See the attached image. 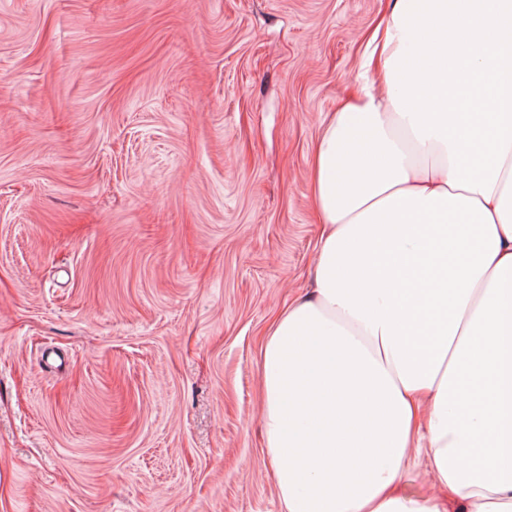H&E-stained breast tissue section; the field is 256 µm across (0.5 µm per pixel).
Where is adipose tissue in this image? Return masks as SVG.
Here are the masks:
<instances>
[{"label":"adipose tissue","mask_w":512,"mask_h":512,"mask_svg":"<svg viewBox=\"0 0 512 512\" xmlns=\"http://www.w3.org/2000/svg\"><path fill=\"white\" fill-rule=\"evenodd\" d=\"M366 52L261 349L284 512H512V0H394ZM420 451L428 496L398 483Z\"/></svg>","instance_id":"obj_1"}]
</instances>
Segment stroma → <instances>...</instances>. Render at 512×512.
<instances>
[{"mask_svg":"<svg viewBox=\"0 0 512 512\" xmlns=\"http://www.w3.org/2000/svg\"><path fill=\"white\" fill-rule=\"evenodd\" d=\"M392 2L0 0V512H280L259 348Z\"/></svg>","mask_w":512,"mask_h":512,"instance_id":"35a3bbf8","label":"stroma"}]
</instances>
